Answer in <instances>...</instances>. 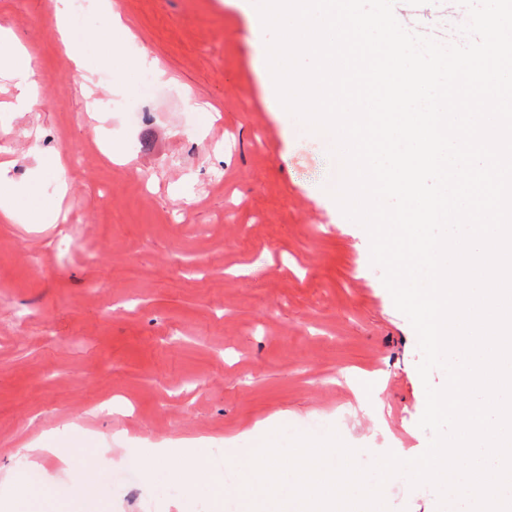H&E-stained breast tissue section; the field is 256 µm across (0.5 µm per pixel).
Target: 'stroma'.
I'll return each instance as SVG.
<instances>
[{"mask_svg":"<svg viewBox=\"0 0 512 512\" xmlns=\"http://www.w3.org/2000/svg\"><path fill=\"white\" fill-rule=\"evenodd\" d=\"M49 2L0 0L40 83L37 107L0 114L21 135L0 163L23 183L31 147L81 159L57 223L0 222V512L18 508L23 446L47 435L101 473L86 503L44 459L52 512H205L202 490L116 483L126 449L172 448L177 466L196 439L219 454L268 419L334 427L364 467L376 448L421 455L417 335L370 272L366 231L318 193L321 145L272 112L234 0H112L133 35L108 45L104 18L76 8L105 59L88 98ZM144 54L162 78L138 68ZM186 87L209 124L184 123ZM132 106L147 114L135 128ZM386 496L392 512H437L428 485L395 479Z\"/></svg>","mask_w":512,"mask_h":512,"instance_id":"35a3bbf8","label":"stroma"}]
</instances>
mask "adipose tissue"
<instances>
[{"label": "adipose tissue", "instance_id": "ef3b65f1", "mask_svg": "<svg viewBox=\"0 0 512 512\" xmlns=\"http://www.w3.org/2000/svg\"><path fill=\"white\" fill-rule=\"evenodd\" d=\"M54 9L58 37L68 61L76 70L96 73L97 62L85 52L75 35L71 0H54ZM32 62L27 48L13 30L0 29V76L12 80L18 91L14 110H29L39 103L38 82ZM26 194V188L9 178L6 165L0 164V220L12 224L53 223L54 206L45 200L36 205L23 204L22 199ZM27 453V466L18 473L14 484L15 497L22 502L35 489L46 486L40 478L44 457L52 455L64 463L69 460L67 452L56 448L49 441L28 447Z\"/></svg>", "mask_w": 512, "mask_h": 512}]
</instances>
